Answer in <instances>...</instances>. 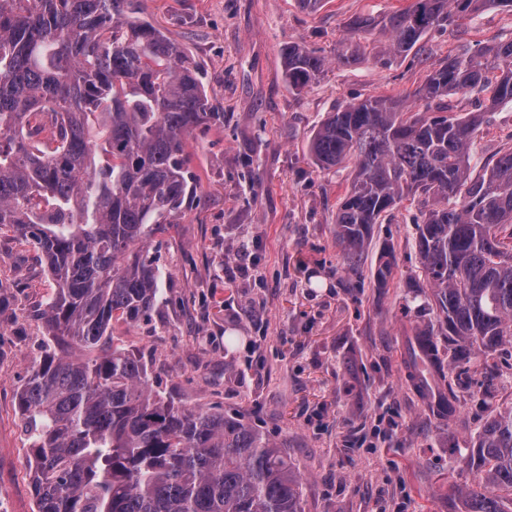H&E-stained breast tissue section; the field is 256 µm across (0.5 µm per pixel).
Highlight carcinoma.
I'll return each instance as SVG.
<instances>
[{"mask_svg": "<svg viewBox=\"0 0 512 512\" xmlns=\"http://www.w3.org/2000/svg\"><path fill=\"white\" fill-rule=\"evenodd\" d=\"M512 0H413L383 17L357 14V34L382 28L386 62L434 29ZM138 0H0V234L45 259L53 296L34 315L51 344L17 394L36 512H303L301 479L283 448L238 415L185 408L155 391L145 365L111 343L114 316L148 317L159 269L132 248L192 192L186 138L224 122L188 52L142 17ZM288 90L318 79L325 57L282 51ZM512 103V41L449 55L414 91L423 110L384 96L327 113L309 140L325 170L352 165L336 210V244L360 274L374 225L419 198L424 298L439 327L406 336L407 376L432 415L457 412L447 373L512 343V148L480 177L469 147L480 112L455 96ZM393 242L373 272L388 287ZM448 337L443 358L438 337ZM86 351L82 359L68 356ZM474 486L455 512H512V407L491 415L463 456Z\"/></svg>", "mask_w": 512, "mask_h": 512, "instance_id": "cac0c4a2", "label": "carcinoma"}]
</instances>
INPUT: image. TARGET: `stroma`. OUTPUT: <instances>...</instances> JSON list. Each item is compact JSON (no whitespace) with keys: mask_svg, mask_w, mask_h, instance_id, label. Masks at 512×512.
I'll return each instance as SVG.
<instances>
[{"mask_svg":"<svg viewBox=\"0 0 512 512\" xmlns=\"http://www.w3.org/2000/svg\"><path fill=\"white\" fill-rule=\"evenodd\" d=\"M410 0H145L146 17L197 62L220 126L188 139L194 197L147 240L161 271L146 319L114 317V343L140 357L154 388L177 404L242 416L285 448L302 482L304 512H448L472 485L461 452L494 410L512 406V380L491 398L460 391L451 420L436 421L410 386L405 337L419 321L423 282L403 201L373 228L363 278L345 271L336 208L347 171L322 170L308 142L328 112L352 98L411 95L445 57L512 39V10L491 7L430 32L414 60H375L387 32L354 34L353 15L383 16ZM325 56L303 95L282 74L283 48ZM357 43L354 62L336 55ZM489 121L470 146L479 176L512 142V104L485 95L460 104ZM397 247L388 287L370 275L384 241ZM53 281L29 245L0 236V512H34L28 445L16 396L50 344L35 309Z\"/></svg>","mask_w":512,"mask_h":512,"instance_id":"1","label":"stroma"}]
</instances>
